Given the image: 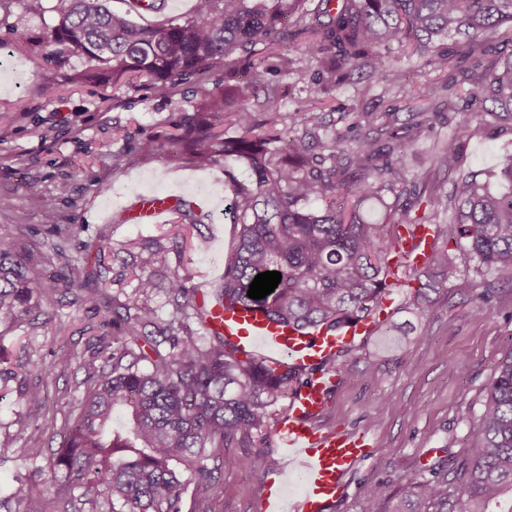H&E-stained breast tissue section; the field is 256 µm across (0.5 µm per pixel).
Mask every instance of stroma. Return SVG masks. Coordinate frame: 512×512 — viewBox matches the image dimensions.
Instances as JSON below:
<instances>
[{"label":"stroma","instance_id":"stroma-1","mask_svg":"<svg viewBox=\"0 0 512 512\" xmlns=\"http://www.w3.org/2000/svg\"><path fill=\"white\" fill-rule=\"evenodd\" d=\"M59 7L60 0H40L35 10L28 0H9L0 8V36L17 27L30 40L26 49L10 51L25 71L24 85L14 87L11 75L0 72V113L11 118L8 127L0 128V224L22 225L24 241L47 240L41 214L31 205L26 188L30 174L41 173L42 193L55 203L61 223L82 225L85 240L104 237L112 248L108 263L117 273L126 242L160 236L176 222L172 214L161 224L128 221L126 212L139 194L178 193L190 200L204 196L209 203L192 236L205 240L206 250L189 248L182 255H170L169 265L199 290L217 288L224 280L233 231L224 214L230 191L223 165L200 166L170 155L125 152L111 135L116 126L135 134L170 127L189 109L192 91L181 88L163 96L147 89L68 84L65 72L47 62L42 44L57 21ZM386 54L406 70L407 86L397 87L391 78L379 76L372 78L368 95L351 83L332 91L328 100L335 108L338 132H346L360 112L397 107L406 113L421 106L415 89L435 79V72L419 55L401 47L391 46ZM459 117L469 123L466 169L495 172L499 155L512 151V132L486 127L484 116L470 109ZM81 142L91 143L89 155L78 152ZM433 142L430 133L418 138L409 160L415 174L423 177L439 219L445 220L451 215L453 177L430 168L427 155ZM96 178L108 185V192L95 190ZM456 265L459 277L471 280V287L433 292L434 304L422 319L405 310L411 299L408 289L396 288L389 294L388 321L407 331L408 343L396 344L378 331L346 353L332 399L314 424L323 430L368 433L374 457L352 475L346 495L332 512H366L374 488L381 491L377 512H394L401 485L434 469L448 480L450 512H463L462 487L448 461L464 457L467 435L479 423L496 364L512 351V279L485 275L478 259L465 249L457 251ZM36 279L52 290L56 300L51 323L40 328L26 321L0 326V358L14 373L0 393V448H16L15 436L21 431L25 447L35 454L0 464V492L30 481L36 469H47L62 440L64 421L75 417L74 402L88 388L82 364L95 351L98 337L112 333L110 312L88 315L72 294L56 289L53 259L38 266ZM487 287L494 290L488 301L483 298ZM477 306L483 312L476 317L472 311ZM48 355L68 360V367L39 378L45 394L42 408L21 405L17 394L30 382L25 368ZM276 445L275 431L269 428L253 444L225 448L232 464L217 472L207 493L211 512H257L269 473L285 465Z\"/></svg>","mask_w":512,"mask_h":512}]
</instances>
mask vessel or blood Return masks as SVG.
Masks as SVG:
<instances>
[{
    "instance_id": "vessel-or-blood-1",
    "label": "vessel or blood",
    "mask_w": 512,
    "mask_h": 512,
    "mask_svg": "<svg viewBox=\"0 0 512 512\" xmlns=\"http://www.w3.org/2000/svg\"><path fill=\"white\" fill-rule=\"evenodd\" d=\"M167 204L155 197H142L136 212L146 224L161 223ZM434 243V232L424 224L404 235L401 248L414 266H423ZM213 316L205 330L220 331L225 339L245 354L259 358H281L301 369L317 370L316 379L298 389L288 403L287 413L278 421V448L289 469L298 471L302 487L289 492L287 485L265 491L260 512H331L344 495L352 472L373 457L367 433L322 431L315 427L336 381L323 371L325 361L348 350L371 333L372 320L345 323L333 330L302 331L272 321L264 309L254 304L213 306Z\"/></svg>"
}]
</instances>
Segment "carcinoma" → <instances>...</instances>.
<instances>
[{"label": "carcinoma", "instance_id": "cac0c4a2", "mask_svg": "<svg viewBox=\"0 0 512 512\" xmlns=\"http://www.w3.org/2000/svg\"><path fill=\"white\" fill-rule=\"evenodd\" d=\"M43 43L59 68L74 57L82 61L70 74L73 84L159 95L197 88L191 109L171 129L136 138L117 127L112 137L144 156L175 147L201 165L224 163L235 236L224 283L200 304L198 289L169 266V252L183 249L176 239L170 246L159 238L128 243L131 262L110 278L105 247L79 239L83 226L59 223L54 204L41 195L42 177L31 176L29 196L52 236L61 287L81 291L88 312L101 311L97 293L110 283L135 282L136 298L112 303V347L84 362L92 386L66 424L49 471H39L43 488L11 487L0 495L6 512H183L184 467L192 469L195 490L207 492L215 471L229 464L219 449L267 428L275 405L304 379L283 361L242 355L218 331L187 330L191 320L203 324L210 303L253 302L247 292L262 272H280L281 282L256 304L273 320L305 330L376 314L383 295L399 285L403 226H434L432 261L442 285L454 278L453 246L467 247L486 271L512 277V153L499 159L508 188L496 190L464 170V123L437 139L430 154L433 166L455 175L452 216L445 222L429 212L410 215L426 187L412 174L408 152L435 125L452 122L453 97L441 100L437 85L429 87L419 111L408 113L407 137L394 135L386 144L371 131L381 120L390 123L393 109L359 113L348 125L352 135L330 133L315 113L325 104L322 95L356 71L390 72L404 84L406 72L383 53L396 44L423 55L435 72L453 70L457 91L489 125H512V52L500 51L512 45V0H198L194 16L165 26L137 24L106 0H61ZM302 62L315 67L316 96L288 114L301 134L285 144L278 124L288 86L270 75L297 84ZM231 160L246 168V180ZM397 185L409 187L399 207L383 198ZM174 212L182 229L200 222L187 201ZM18 229L0 225V325L41 316L46 325L54 298L34 277L43 254L16 249ZM414 281L413 304L427 312L430 284L415 272L405 279ZM158 289L168 295L167 318L150 305ZM497 372L456 470L464 512H490L512 496V352ZM20 399L39 407L42 390L27 386ZM210 458L218 465L208 467ZM424 501L447 505L448 483L435 474L408 481L397 512H416Z\"/></svg>", "mask_w": 512, "mask_h": 512}]
</instances>
